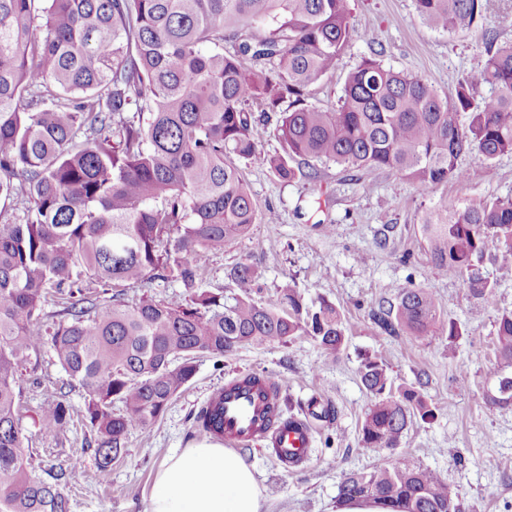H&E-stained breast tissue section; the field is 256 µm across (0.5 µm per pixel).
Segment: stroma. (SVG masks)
<instances>
[{"mask_svg":"<svg viewBox=\"0 0 512 512\" xmlns=\"http://www.w3.org/2000/svg\"><path fill=\"white\" fill-rule=\"evenodd\" d=\"M484 17L471 29L447 34L423 21L414 0H350L353 22L377 35L374 43L355 40L335 72L313 85L310 101L337 104L347 73L362 57L377 55L388 67L425 78L440 95L479 67L488 39L512 42V0H483ZM459 163L464 181L423 190L385 172H352L332 165L312 180L281 181L266 166H242V176L260 209L276 219L253 225L242 238L211 256L199 286L235 291L228 270L250 264L261 297L289 285L306 299L327 298L340 311L346 342L336 358L300 337L287 344L241 347L223 360L201 357L192 382L164 415L147 428L130 429L126 450L105 481L92 475L91 436L79 423L61 432L40 431L38 418L68 379L52 353L22 368L23 424L40 451L36 470L67 466L65 492L70 512H145L154 477L174 453L199 439L195 416L209 397L235 377L262 373L282 389L286 415L304 417L309 400L332 405L336 416L314 421L311 458L278 467L259 446L241 449L263 492V512H336L343 476L380 459H404L438 471L457 493L463 512H512V406L489 404L503 375L493 347L494 324L512 310V278L499 277L495 250H488L476 275L494 282L495 300L484 306L469 292L467 277L435 274L421 231L426 208L447 202L462 210L496 197L512 196V155L485 163L474 153ZM408 287L432 290L441 319L461 328L455 341L436 334L418 338L387 335L373 323L379 302ZM366 354L381 356L395 384H420L436 410L433 421H418L398 447H362L360 428L371 396L359 368Z\"/></svg>","mask_w":512,"mask_h":512,"instance_id":"1","label":"stroma"}]
</instances>
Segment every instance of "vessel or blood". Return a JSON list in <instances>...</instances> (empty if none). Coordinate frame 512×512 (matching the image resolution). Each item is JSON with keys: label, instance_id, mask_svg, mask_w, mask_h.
<instances>
[{"label": "vessel or blood", "instance_id": "b4317fda", "mask_svg": "<svg viewBox=\"0 0 512 512\" xmlns=\"http://www.w3.org/2000/svg\"><path fill=\"white\" fill-rule=\"evenodd\" d=\"M231 447L244 448L261 441L281 467L308 461L312 443L309 423L281 412V389L272 378L254 384L224 386V428L220 434Z\"/></svg>", "mask_w": 512, "mask_h": 512}]
</instances>
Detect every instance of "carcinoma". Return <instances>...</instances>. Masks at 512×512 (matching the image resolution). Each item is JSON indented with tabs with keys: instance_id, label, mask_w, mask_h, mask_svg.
<instances>
[{
	"instance_id": "carcinoma-1",
	"label": "carcinoma",
	"mask_w": 512,
	"mask_h": 512,
	"mask_svg": "<svg viewBox=\"0 0 512 512\" xmlns=\"http://www.w3.org/2000/svg\"><path fill=\"white\" fill-rule=\"evenodd\" d=\"M414 2L449 34L483 19L482 0ZM355 36L369 39L355 30L350 0H0V512H70L63 471L34 473L22 425L20 370L46 347L84 392L80 417L100 477L130 429L153 425L184 390L201 356L298 336L329 358L343 348L335 304L288 286L259 301L248 264L229 271L237 293L197 287L212 254L274 218L226 157L261 162L286 181L332 163L433 189L465 177L466 153L487 162L512 154V42L488 44L450 97L368 56L336 106L309 103ZM485 84L495 94L477 103ZM273 119L282 153L270 156L261 142ZM422 233L440 275L471 272L493 247L501 277H512V197L463 211L439 204L424 213ZM156 280L191 296L125 301L127 288ZM469 283L482 304L493 302V286ZM48 302L60 319L46 328ZM371 318L388 335L444 326L448 339L461 335L441 323L425 288L400 289ZM494 347L511 366L512 311L498 316ZM359 375L373 397L363 447L395 448L414 422L435 419L419 388L394 386L382 358L364 356ZM492 402L512 404V376ZM71 419L58 399L38 425L60 432ZM196 422L213 437L223 414L210 404ZM338 500L461 512L440 473L404 460L347 473Z\"/></svg>"
}]
</instances>
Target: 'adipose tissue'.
<instances>
[{
    "mask_svg": "<svg viewBox=\"0 0 512 512\" xmlns=\"http://www.w3.org/2000/svg\"><path fill=\"white\" fill-rule=\"evenodd\" d=\"M262 493L245 460L202 438L157 472L147 512H261Z\"/></svg>",
    "mask_w": 512,
    "mask_h": 512,
    "instance_id": "obj_1",
    "label": "adipose tissue"
}]
</instances>
